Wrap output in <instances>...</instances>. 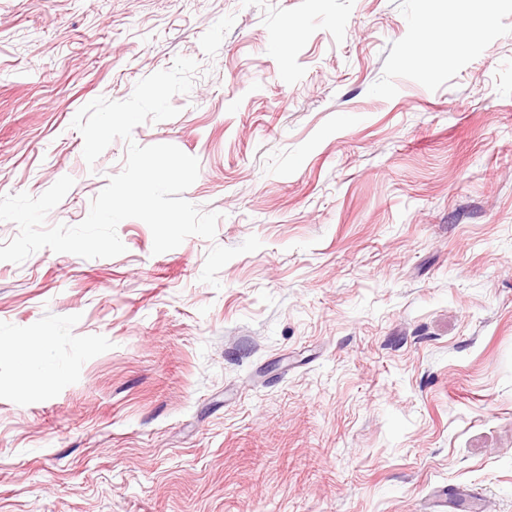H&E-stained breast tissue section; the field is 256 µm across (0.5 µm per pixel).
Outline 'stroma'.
<instances>
[{
  "mask_svg": "<svg viewBox=\"0 0 512 512\" xmlns=\"http://www.w3.org/2000/svg\"><path fill=\"white\" fill-rule=\"evenodd\" d=\"M179 56L216 235L0 261V512H512V0H0V195Z\"/></svg>",
  "mask_w": 512,
  "mask_h": 512,
  "instance_id": "stroma-1",
  "label": "stroma"
}]
</instances>
